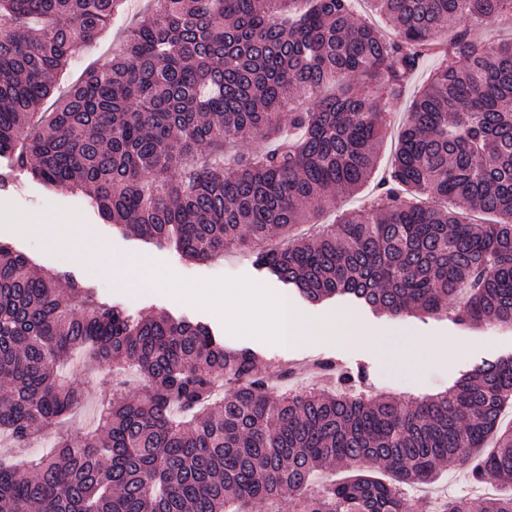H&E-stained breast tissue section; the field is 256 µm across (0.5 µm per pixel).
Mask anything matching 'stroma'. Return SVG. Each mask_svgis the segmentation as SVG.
Masks as SVG:
<instances>
[{
	"instance_id": "obj_1",
	"label": "stroma",
	"mask_w": 512,
	"mask_h": 512,
	"mask_svg": "<svg viewBox=\"0 0 512 512\" xmlns=\"http://www.w3.org/2000/svg\"><path fill=\"white\" fill-rule=\"evenodd\" d=\"M149 6V0H125L111 31L71 62L63 76L64 82L76 80L86 67L107 62L113 52L119 51L126 28ZM434 66V60H426L402 96L389 100L386 110L393 123L382 147V167H389L411 102ZM1 173L6 176L5 181H0L1 242L26 255L37 268L90 286L131 313L149 316L166 312L208 326L226 347L256 352L260 368L267 376L277 377L290 368L294 371L292 381L299 386L315 378L317 363L328 361L340 370L364 369L373 396H394L407 401L440 393L475 366L512 356V328L466 326L449 318H391L342 299L310 303L237 248L225 249L220 261L192 263L170 248L103 222L85 195L66 188L49 189L26 176L9 173L8 162L3 158H0ZM100 246L108 254L145 261L149 271L147 284L128 285L106 272L94 255ZM242 285L283 295L292 310L314 322L346 316L374 331L407 333L426 352L415 361L396 364L387 361L361 336H328L312 345L285 347L228 330L226 323L236 310L226 306L223 297L217 294L205 300L196 297L197 292L207 288L217 291ZM68 380L88 391L79 415L71 422L72 429L83 431L96 416L102 397L112 394V378L107 367L101 366L73 372Z\"/></svg>"
}]
</instances>
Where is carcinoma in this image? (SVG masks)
<instances>
[{"instance_id":"cac0c4a2","label":"carcinoma","mask_w":512,"mask_h":512,"mask_svg":"<svg viewBox=\"0 0 512 512\" xmlns=\"http://www.w3.org/2000/svg\"><path fill=\"white\" fill-rule=\"evenodd\" d=\"M119 0H0V158L49 188L89 194L120 230L194 261L233 245L312 302L512 326V42L488 47L457 20L493 24L512 0H155L110 62L55 102L71 57ZM416 95L375 195L337 224L300 231L375 173L385 104L420 63ZM308 107L285 111L290 97ZM265 145L224 164V147ZM492 216L463 222L433 201ZM34 269L0 242V432L24 444L80 409L57 382L79 356L130 367L146 386L103 402L95 428L56 437L24 466L0 463V512H434L416 495L438 464L512 486V358L419 403L372 398L359 370L336 390L277 392L258 354L206 326L134 316ZM332 465L349 475L312 484ZM449 497L440 512H470ZM481 512H512V492Z\"/></svg>"}]
</instances>
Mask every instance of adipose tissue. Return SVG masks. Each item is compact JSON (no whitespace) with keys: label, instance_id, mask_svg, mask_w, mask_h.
I'll list each match as a JSON object with an SVG mask.
<instances>
[{"label":"adipose tissue","instance_id":"ef3b65f1","mask_svg":"<svg viewBox=\"0 0 512 512\" xmlns=\"http://www.w3.org/2000/svg\"><path fill=\"white\" fill-rule=\"evenodd\" d=\"M224 302L239 308L236 327L258 330L284 343L292 340L310 341L332 333L347 336L357 331L355 324L347 317L339 316L319 325L310 323L289 308L285 297L271 295L257 288L225 289Z\"/></svg>","mask_w":512,"mask_h":512}]
</instances>
